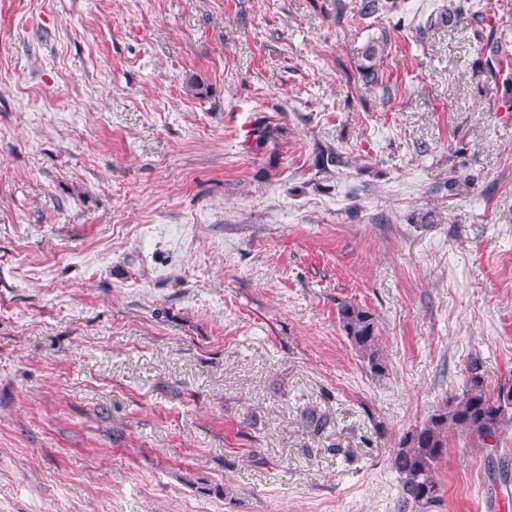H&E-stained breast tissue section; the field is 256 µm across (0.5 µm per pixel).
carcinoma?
<instances>
[{
  "mask_svg": "<svg viewBox=\"0 0 512 512\" xmlns=\"http://www.w3.org/2000/svg\"><path fill=\"white\" fill-rule=\"evenodd\" d=\"M278 128L260 122L252 130L254 147L276 139ZM338 319L347 339L367 364L370 372L385 374L386 364L380 350L378 321L375 314L353 302L338 304ZM512 427V373L489 391L484 377L472 370L462 392L449 398L424 423L404 432L395 442L390 456L391 468L400 486L398 512H437L443 503L442 488L436 478L448 432L478 439L483 446L496 440Z\"/></svg>",
  "mask_w": 512,
  "mask_h": 512,
  "instance_id": "cac0c4a2",
  "label": "carcinoma"
}]
</instances>
